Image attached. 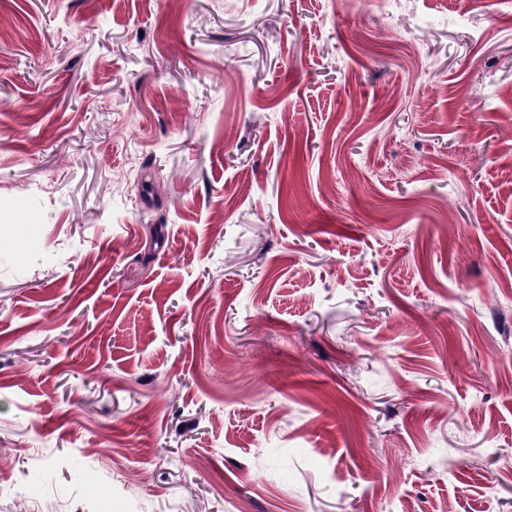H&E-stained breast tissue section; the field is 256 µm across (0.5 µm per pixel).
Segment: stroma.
Segmentation results:
<instances>
[{"instance_id": "35a3bbf8", "label": "stroma", "mask_w": 512, "mask_h": 512, "mask_svg": "<svg viewBox=\"0 0 512 512\" xmlns=\"http://www.w3.org/2000/svg\"><path fill=\"white\" fill-rule=\"evenodd\" d=\"M512 512V0H0V512Z\"/></svg>"}]
</instances>
